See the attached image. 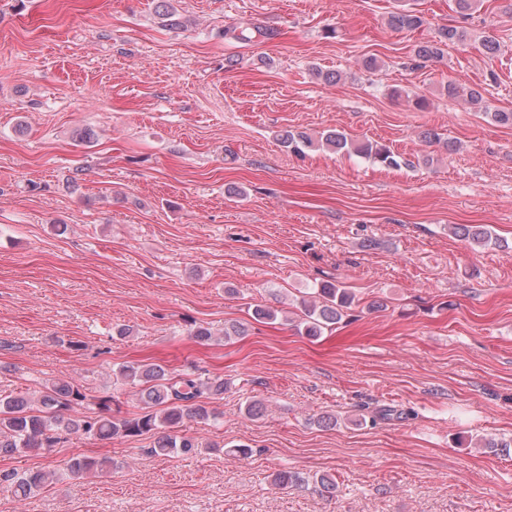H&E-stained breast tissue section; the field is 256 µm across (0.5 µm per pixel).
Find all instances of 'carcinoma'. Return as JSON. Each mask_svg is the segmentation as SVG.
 <instances>
[{
	"mask_svg": "<svg viewBox=\"0 0 512 512\" xmlns=\"http://www.w3.org/2000/svg\"><path fill=\"white\" fill-rule=\"evenodd\" d=\"M422 24V16L407 8L390 13L388 19L389 27L396 31L413 30ZM225 35L250 44L269 38L272 32L254 26L248 31L227 30ZM466 39L465 27L442 25L434 40L414 46L403 67L417 70L440 58L448 44L462 43ZM467 98L472 108L492 122L512 125V111L491 108L478 90H470ZM317 141L335 152L355 154L383 167L398 168L405 164L390 148L369 140L355 142L337 130L328 131L317 140L305 132L293 130L281 138L283 146L299 155ZM454 231L461 239L481 246L492 240L491 230L484 225L458 224ZM354 302L352 292L341 283L330 280L318 283L311 299L301 301L303 333L312 338L322 335L347 315ZM119 375L125 384L137 389L140 410L128 416L114 415L110 396L98 398L95 408L87 411V395L73 380L49 382L36 398L24 393L0 396V456H12L20 451L46 454L71 435L103 441L151 434L155 436L151 448L155 456L171 453L193 456L215 448L213 444L180 433L179 428L187 420L203 423L218 420L221 413L212 403L224 394L227 387L224 379L204 381L191 373L176 374L160 363L143 362L121 365ZM110 468L112 460L109 458L77 456L66 464L67 475L72 477L99 474ZM58 480L57 472L44 470L0 475V481L8 483L16 497L24 499ZM315 482L320 496L336 497L338 485L333 476L321 474Z\"/></svg>",
	"mask_w": 512,
	"mask_h": 512,
	"instance_id": "cac0c4a2",
	"label": "carcinoma"
}]
</instances>
